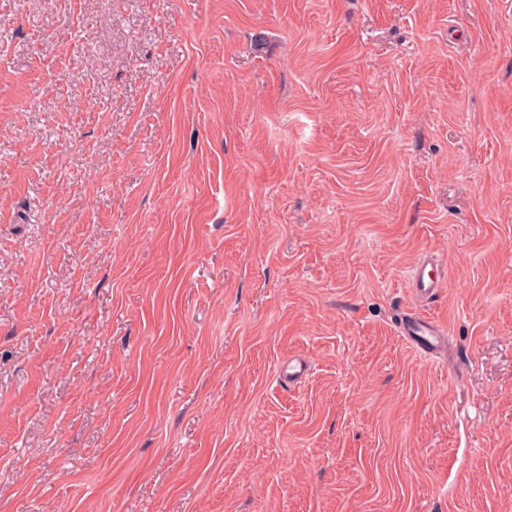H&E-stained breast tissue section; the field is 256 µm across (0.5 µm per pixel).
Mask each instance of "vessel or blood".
<instances>
[{
    "mask_svg": "<svg viewBox=\"0 0 512 512\" xmlns=\"http://www.w3.org/2000/svg\"><path fill=\"white\" fill-rule=\"evenodd\" d=\"M414 304L403 312L397 324V333L421 356L432 359L444 347L448 335L446 326L438 319L424 314L420 306L434 300L448 280L438 257L424 256L407 275Z\"/></svg>",
    "mask_w": 512,
    "mask_h": 512,
    "instance_id": "1",
    "label": "vessel or blood"
}]
</instances>
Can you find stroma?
I'll list each match as a JSON object with an SVG mask.
<instances>
[{"mask_svg": "<svg viewBox=\"0 0 512 512\" xmlns=\"http://www.w3.org/2000/svg\"><path fill=\"white\" fill-rule=\"evenodd\" d=\"M0 512H512V0H0ZM407 279L415 303L402 313L397 333L421 356L434 359L444 347L448 331L442 322L424 314L420 307L447 288L443 263L435 255H426L409 270Z\"/></svg>", "mask_w": 512, "mask_h": 512, "instance_id": "35a3bbf8", "label": "stroma"}]
</instances>
